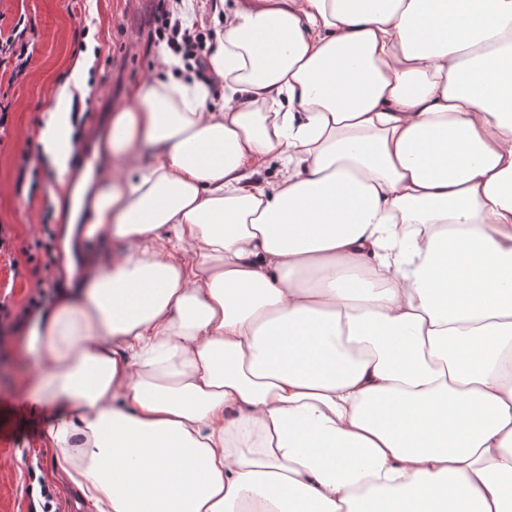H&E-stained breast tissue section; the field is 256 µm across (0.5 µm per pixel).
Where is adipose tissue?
I'll return each instance as SVG.
<instances>
[{
    "label": "adipose tissue",
    "mask_w": 512,
    "mask_h": 512,
    "mask_svg": "<svg viewBox=\"0 0 512 512\" xmlns=\"http://www.w3.org/2000/svg\"><path fill=\"white\" fill-rule=\"evenodd\" d=\"M217 41L221 101L111 118L81 234L122 249L23 345L58 474L93 512H512V0H242Z\"/></svg>",
    "instance_id": "1"
}]
</instances>
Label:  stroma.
<instances>
[{"label":"stroma","mask_w":512,"mask_h":512,"mask_svg":"<svg viewBox=\"0 0 512 512\" xmlns=\"http://www.w3.org/2000/svg\"><path fill=\"white\" fill-rule=\"evenodd\" d=\"M159 0H0V31L26 26L27 68L0 86V104L7 108L0 134V225L11 227L13 255L31 249L44 262L43 220H51L57 237L70 223L87 224L88 207L70 204V182H58L42 156L40 134L48 117L50 96L70 78L75 58L93 38L88 83L89 102L76 113L92 111L102 120L129 106L130 92L150 78L163 79L168 68L151 33ZM39 289L30 264L9 271L0 258V301L21 323L0 333V512H29L41 502L42 485L55 492L58 512H92L78 488L55 475L57 447L47 435L55 416L49 405L35 403L29 382L36 372L21 345L36 319L26 312Z\"/></svg>","instance_id":"1"}]
</instances>
